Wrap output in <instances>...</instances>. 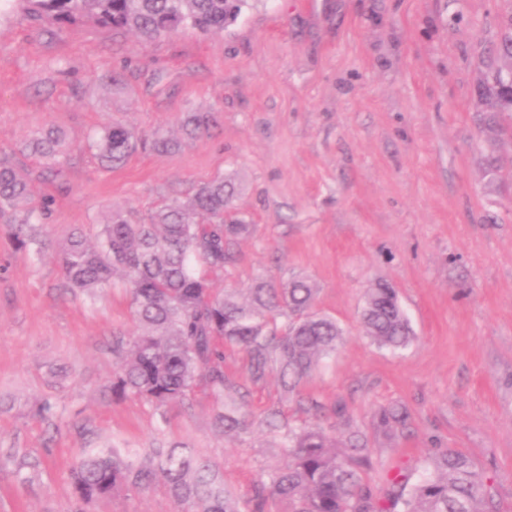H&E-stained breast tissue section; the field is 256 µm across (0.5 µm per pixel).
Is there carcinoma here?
Instances as JSON below:
<instances>
[{"mask_svg": "<svg viewBox=\"0 0 512 512\" xmlns=\"http://www.w3.org/2000/svg\"><path fill=\"white\" fill-rule=\"evenodd\" d=\"M246 0H0V17L20 13L59 29L92 22L116 32H130L144 42L185 29L202 34L224 32ZM497 65L480 86L494 111L486 125L512 134V98L502 73L512 62V14L501 22L499 41L491 49ZM214 123L211 112H188L185 139H194ZM150 142L158 152L180 146L162 131L146 138L120 120L97 130L89 141L100 164H124ZM66 134L48 127L35 132L25 149L45 172L59 174ZM238 188L218 175L189 200L173 198L137 219L120 209L106 214L94 237L77 227L58 243L63 275L71 287L91 299L121 285L129 295L136 332L113 342L117 365L104 395L137 396L155 406L161 417L169 408L189 405L199 394L214 399V424L238 437L255 426L281 434L287 461L260 471L252 493L241 500L224 486L220 468L182 442H160L143 450L110 445L84 451L70 478L77 499L90 503L120 491L145 490L163 480L181 512H265L270 500L281 512H489L482 473L455 448L425 460V474L413 485L394 481L391 508L378 507L363 474L374 466L367 440L353 432L341 441L307 422L290 423L288 412L271 406L259 413L235 399L224 400L234 382L224 374V348L236 347L247 358L246 377L259 383L277 376L284 399L304 401L303 386L320 362L335 354L345 331L331 316L315 309L318 288L306 277L284 280L260 275L246 293L215 287V278L233 261L232 247L250 225L238 216ZM29 183L11 155L0 152V221L20 248L49 246L39 209L29 206ZM359 320L373 343L393 353L414 339L397 292L379 283L368 290ZM56 404L36 401L29 415L47 419ZM407 411L391 408L384 416L388 431L403 428Z\"/></svg>", "mask_w": 512, "mask_h": 512, "instance_id": "carcinoma-1", "label": "carcinoma"}]
</instances>
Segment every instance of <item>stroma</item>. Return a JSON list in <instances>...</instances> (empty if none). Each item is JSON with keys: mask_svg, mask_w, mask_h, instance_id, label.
<instances>
[{"mask_svg": "<svg viewBox=\"0 0 512 512\" xmlns=\"http://www.w3.org/2000/svg\"><path fill=\"white\" fill-rule=\"evenodd\" d=\"M510 10L512 0H248L222 33L150 43L91 23L61 32L0 20V151L33 205L53 200L43 253L15 249L0 223V393L49 395L58 411L0 414V512H176L160 484L80 504L69 468L105 443H188L240 498L283 463L278 434L225 439L212 398L163 417L133 396L105 399L112 338L135 331L127 297L71 290L54 248L112 207L141 216L220 174L240 183L235 207L251 224L223 287L308 275L318 309L346 332L304 387L317 408L284 403L289 418L339 439L363 433L374 460L365 480L380 495L419 479L434 452L459 449L484 473L495 512H512V141L481 129L490 102L477 94ZM115 71L127 79L119 91L104 82ZM187 112L214 113L216 125L172 151L107 170L87 147L115 118L180 137ZM49 126L67 135L59 179L42 178L24 148ZM379 282L415 333L398 353L359 323ZM245 363L225 348L224 371L251 409L280 402L275 380L250 383ZM394 406L409 414L395 437L382 424Z\"/></svg>", "mask_w": 512, "mask_h": 512, "instance_id": "35a3bbf8", "label": "stroma"}]
</instances>
